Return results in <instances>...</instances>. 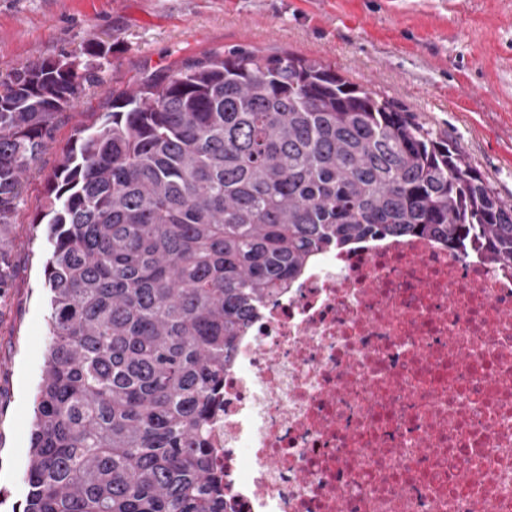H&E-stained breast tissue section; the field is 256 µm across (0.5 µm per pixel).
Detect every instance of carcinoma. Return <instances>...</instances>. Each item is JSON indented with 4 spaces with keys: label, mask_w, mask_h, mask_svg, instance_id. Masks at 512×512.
I'll return each mask as SVG.
<instances>
[{
    "label": "carcinoma",
    "mask_w": 512,
    "mask_h": 512,
    "mask_svg": "<svg viewBox=\"0 0 512 512\" xmlns=\"http://www.w3.org/2000/svg\"><path fill=\"white\" fill-rule=\"evenodd\" d=\"M94 67L0 83V236ZM49 345L22 512H225L211 430L251 319L315 255L379 235L512 267V204L457 143L331 66L207 56L112 99L48 181Z\"/></svg>",
    "instance_id": "obj_1"
}]
</instances>
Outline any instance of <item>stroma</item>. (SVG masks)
Returning <instances> with one entry per match:
<instances>
[{"label": "stroma", "mask_w": 512, "mask_h": 512, "mask_svg": "<svg viewBox=\"0 0 512 512\" xmlns=\"http://www.w3.org/2000/svg\"><path fill=\"white\" fill-rule=\"evenodd\" d=\"M90 40L101 56L85 53ZM252 50L320 60L394 100L460 144L512 203V0H0V81L63 57L100 77L57 113L0 241V512H17L27 492L49 314V245L33 218L63 153L149 74Z\"/></svg>", "instance_id": "stroma-1"}]
</instances>
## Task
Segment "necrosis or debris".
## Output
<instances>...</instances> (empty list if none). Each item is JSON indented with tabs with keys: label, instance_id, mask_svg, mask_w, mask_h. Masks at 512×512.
Listing matches in <instances>:
<instances>
[{
	"label": "necrosis or debris",
	"instance_id": "necrosis-or-debris-1",
	"mask_svg": "<svg viewBox=\"0 0 512 512\" xmlns=\"http://www.w3.org/2000/svg\"><path fill=\"white\" fill-rule=\"evenodd\" d=\"M211 446L226 512H512V269L323 253L238 341Z\"/></svg>",
	"mask_w": 512,
	"mask_h": 512
}]
</instances>
